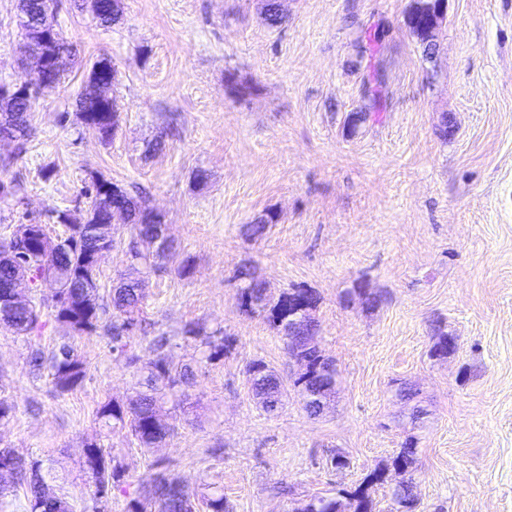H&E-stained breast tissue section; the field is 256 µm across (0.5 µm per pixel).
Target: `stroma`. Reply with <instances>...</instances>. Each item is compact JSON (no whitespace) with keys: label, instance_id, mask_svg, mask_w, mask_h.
Returning a JSON list of instances; mask_svg holds the SVG:
<instances>
[{"label":"stroma","instance_id":"35a3bbf8","mask_svg":"<svg viewBox=\"0 0 512 512\" xmlns=\"http://www.w3.org/2000/svg\"><path fill=\"white\" fill-rule=\"evenodd\" d=\"M414 3L281 0L272 26L264 0H121L105 28L56 0L75 63L36 105L0 239L34 220L57 229L60 212L84 220L80 192L100 174L160 212L175 248L147 274L126 352L60 327L47 281L26 293L40 331L0 327L13 406L0 447L38 464L73 512L95 507L89 442L126 468L105 512H127L159 476L197 500L223 493L228 512H299L390 468L408 439L416 512H512V0H446L432 57L406 28ZM22 51L17 0H0V82L23 79ZM102 57L120 111L107 142L75 105ZM243 266L273 295L315 294L317 342L341 377L319 416L291 387L282 332L240 308ZM196 324L223 333L222 357L206 359ZM442 334L457 344L445 358L432 353ZM158 335L194 378L161 404L167 442L146 449L97 412L144 390ZM65 342L86 377L61 393L29 358ZM256 361L289 385L271 413L249 390Z\"/></svg>","mask_w":512,"mask_h":512}]
</instances>
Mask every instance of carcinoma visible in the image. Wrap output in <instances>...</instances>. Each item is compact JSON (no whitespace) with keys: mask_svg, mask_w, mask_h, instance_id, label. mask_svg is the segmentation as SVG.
Returning a JSON list of instances; mask_svg holds the SVG:
<instances>
[{"mask_svg":"<svg viewBox=\"0 0 512 512\" xmlns=\"http://www.w3.org/2000/svg\"><path fill=\"white\" fill-rule=\"evenodd\" d=\"M50 2L51 0H18L20 15L25 16L30 11L35 14L48 13ZM46 32L49 34L47 49H64L68 52L66 60H71L74 56L73 47L64 38L61 30L48 25ZM44 90L46 87L26 81L18 84L12 98L0 96V127L21 125L20 138L16 145L18 155L27 150L33 131L32 110ZM99 97L100 87L94 83L87 95L77 99V105L82 107V112L86 115L87 127L100 140L107 141L114 135L118 113L112 111L116 106L113 98L108 102L110 111H98ZM23 192L24 183L20 178L13 176L6 180L0 177V199L5 195L17 197ZM82 196L86 204L85 222L77 224L70 220L67 213L60 212L57 214V222L63 226V231L53 238L47 232L46 225H31V236L23 254L12 252L6 240L0 243V291H4L1 284L9 280L15 281L22 275L34 285L49 278L55 288L53 308L56 322L79 335L96 333L102 328L112 335V349L123 352L127 347L125 335L132 332V327L139 323L145 297L144 281L122 277L112 287L110 301H103L99 293L101 271L92 266L94 229L109 218L114 206L127 213L126 228L129 230V237L125 256L133 269L138 266L151 267L150 258L166 256L170 245L162 247L154 241V237L150 235V224L142 220L144 209L118 184L102 176L94 177L89 185L83 187ZM237 278L244 283L239 294L240 306L251 314L265 316L270 323L282 328L286 349L292 355L303 356L314 365L322 363L320 352L305 349L304 342L298 337L288 335V298L293 293L284 291L276 298L269 295L264 283L257 280L246 267L237 270ZM109 307L112 308V322L105 324L102 316ZM40 318V307L32 301L23 307L0 302V326L18 335H28L37 330L40 327ZM187 334L199 340L209 350V360L224 352L226 339L222 336L207 333L197 326L189 327ZM46 362L49 363L55 387L62 392L79 386L85 378L84 363L70 345L60 346L48 358L42 351H35L33 365L41 367ZM145 370L146 384L151 393L140 395L129 404L127 411L108 402L101 406L97 417L108 427L118 424L128 428L140 447L154 448L169 435L168 428L155 420L157 394L188 383L192 379L193 370L188 365L180 368L173 366L164 352L158 353L145 366ZM247 376L257 401H262L265 393L282 399L285 387L275 371L264 363L255 362L250 365ZM413 455L415 444L408 439L393 457L391 467L408 470ZM3 461L11 463L14 472L11 474L10 483L0 482V499L22 488L26 492L30 512H72V506L66 498L49 492L37 464H28L25 458L8 447L0 448V463ZM84 466L93 479L94 498L98 503L103 502L112 494V490L124 483V466L107 457L104 450L95 443L88 450ZM393 497L400 507L414 508L411 478H402L393 488ZM347 498L348 506L353 508V512H372L371 500L363 489L358 488L347 494ZM154 504L159 505L160 512H197L195 501L191 500L185 487L174 477L152 479L143 487L141 496L130 501L128 512H152ZM345 506L334 497L321 496L305 504L301 512H336V509H343Z\"/></svg>","mask_w":512,"mask_h":512,"instance_id":"obj_1","label":"carcinoma"}]
</instances>
